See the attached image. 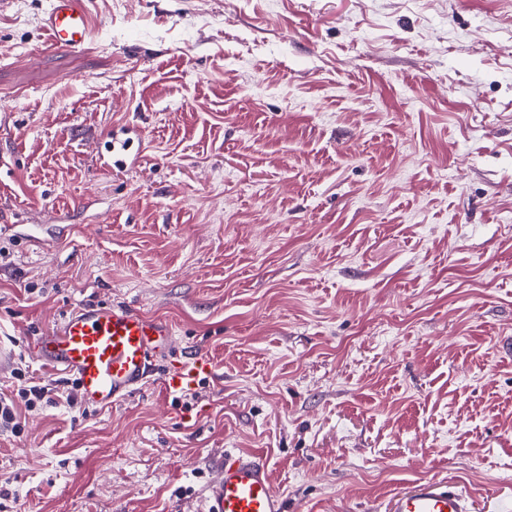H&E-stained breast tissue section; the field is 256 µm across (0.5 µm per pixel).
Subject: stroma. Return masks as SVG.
<instances>
[{"mask_svg": "<svg viewBox=\"0 0 512 512\" xmlns=\"http://www.w3.org/2000/svg\"><path fill=\"white\" fill-rule=\"evenodd\" d=\"M48 3L0 5V393L57 390L0 512H201L228 449L288 512H512V0H92L73 50ZM93 302L175 331L106 410L29 349ZM215 367L206 356L199 355L187 362H179L162 378L164 390L171 393L184 392L190 389L201 376H212ZM385 512H469L466 493L457 485L432 479L414 481L392 495Z\"/></svg>", "mask_w": 512, "mask_h": 512, "instance_id": "35a3bbf8", "label": "stroma"}]
</instances>
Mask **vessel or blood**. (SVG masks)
I'll list each match as a JSON object with an SVG mask.
<instances>
[{"instance_id":"b4317fda","label":"vessel or blood","mask_w":512,"mask_h":512,"mask_svg":"<svg viewBox=\"0 0 512 512\" xmlns=\"http://www.w3.org/2000/svg\"><path fill=\"white\" fill-rule=\"evenodd\" d=\"M41 29L54 46L76 49L92 34L88 0H50ZM175 332L167 322L132 306L80 305L66 312L56 327L32 346L38 362L75 379L86 403L110 408L141 389L155 360L168 351ZM215 367L199 355L172 366L162 378L167 393L190 389ZM204 512H285L262 457L228 450L218 476L204 496ZM388 512H470L466 493L457 485L422 479L395 492Z\"/></svg>"}]
</instances>
